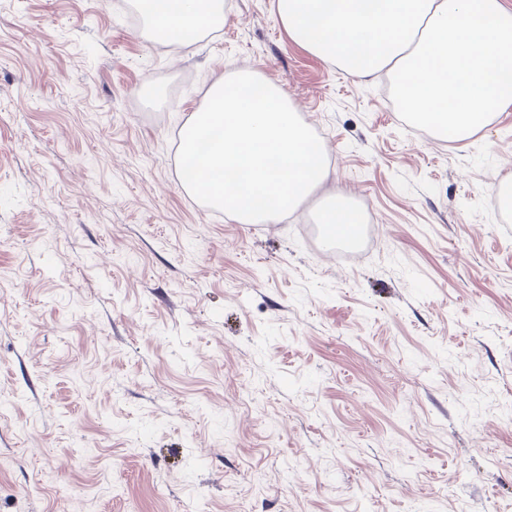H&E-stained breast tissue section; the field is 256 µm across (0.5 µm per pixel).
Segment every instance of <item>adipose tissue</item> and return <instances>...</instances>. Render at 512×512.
I'll list each match as a JSON object with an SVG mask.
<instances>
[{
    "label": "adipose tissue",
    "mask_w": 512,
    "mask_h": 512,
    "mask_svg": "<svg viewBox=\"0 0 512 512\" xmlns=\"http://www.w3.org/2000/svg\"><path fill=\"white\" fill-rule=\"evenodd\" d=\"M154 39L185 43L224 23V0H136Z\"/></svg>",
    "instance_id": "ef3b65f1"
}]
</instances>
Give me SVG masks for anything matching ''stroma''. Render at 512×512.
I'll return each instance as SVG.
<instances>
[{
	"mask_svg": "<svg viewBox=\"0 0 512 512\" xmlns=\"http://www.w3.org/2000/svg\"><path fill=\"white\" fill-rule=\"evenodd\" d=\"M134 0H0V512H512V109L406 131L388 76L224 0L185 45ZM251 69L319 131L314 200L240 224L180 130ZM343 193L371 244L314 221Z\"/></svg>",
	"mask_w": 512,
	"mask_h": 512,
	"instance_id": "stroma-1",
	"label": "stroma"
}]
</instances>
